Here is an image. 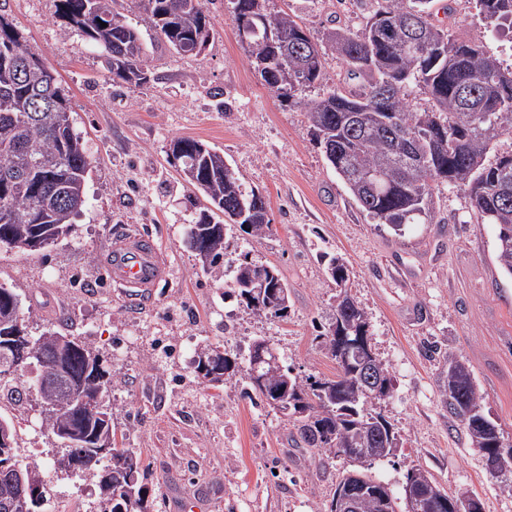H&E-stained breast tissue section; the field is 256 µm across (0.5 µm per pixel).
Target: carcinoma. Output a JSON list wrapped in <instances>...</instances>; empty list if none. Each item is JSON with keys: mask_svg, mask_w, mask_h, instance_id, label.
<instances>
[{"mask_svg": "<svg viewBox=\"0 0 512 512\" xmlns=\"http://www.w3.org/2000/svg\"><path fill=\"white\" fill-rule=\"evenodd\" d=\"M434 0H376L372 19L358 34L338 27L332 40L324 42L288 16L261 14L253 20L275 30L272 43L252 41L251 54L270 61L259 70L269 89L302 107L308 114L328 165L343 180L362 210L389 225L400 236L409 224L430 218L433 190L443 184L466 191L476 220L495 227L496 256L501 270L512 276V199L500 193L502 184L512 185V153L492 163L486 156L504 136L512 138V69L503 67L497 55L475 43L437 28V47L419 54L412 40L434 26ZM485 19L512 27V0H476ZM58 17L111 56L112 83L140 85L147 81L148 65L137 28L112 10V0H59ZM146 26L179 54H192L207 43L211 21L203 0H144ZM107 27H102L101 23ZM337 54L346 65L343 85L327 96L304 102L296 99L299 88L323 76L325 55ZM298 67L294 86L279 83L281 58ZM49 65L32 53L23 33L0 14V208L13 218L0 222V244L19 252L39 238L69 233L85 202V185L91 158L83 138L75 133L68 100L57 83L46 80ZM425 91L432 102L423 112L411 109L408 92ZM361 117L350 125L352 115ZM172 155L179 156L185 178L204 197L189 238L205 249L209 269L220 274L224 237L235 224L248 225L262 235L271 230L264 219L269 205L262 194L246 189L234 176L224 174V154L195 139L178 138ZM326 271L339 288L335 306L336 328L359 333L361 344L349 354L350 363L368 357L371 335L363 331L366 313L348 294L350 277L334 255L323 253ZM248 273L242 261L232 272L230 288L246 307L247 290L239 287ZM12 289L0 284V333ZM253 308V307H251ZM259 314L281 318L287 305L272 309L253 308ZM336 362V376L302 381L290 366L269 360L274 354L256 341L248 347L243 395L252 402H269L272 391L285 389L280 409L289 410L298 423L303 441L312 448L338 454L344 448H365L369 464L381 461L398 447L391 424L374 411V390L363 384L342 363L339 340L332 331L319 335ZM33 340L42 350L28 358L37 371L58 366L57 333L43 331ZM74 349L67 361L69 382L87 389L106 391L111 374L99 364L100 354L90 343L70 337ZM207 366L233 376L237 358L209 350ZM442 397L448 415L463 423L461 413L482 409L474 374L463 361L450 357L442 378ZM42 425L53 434L58 428L77 430L88 444L97 432L112 428V412L101 419L69 416L59 419L41 410ZM8 431L10 446H0V469L16 463L13 421L0 416V431ZM471 447L483 453L498 438V427L486 423L465 427ZM88 470L103 476L112 472L115 505L124 512H146L145 467L119 469L112 459H98ZM363 493L358 512L393 509L398 494L376 476L361 468Z\"/></svg>", "mask_w": 512, "mask_h": 512, "instance_id": "cac0c4a2", "label": "carcinoma"}]
</instances>
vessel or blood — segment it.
<instances>
[{"label":"vessel or blood","instance_id":"b4317fda","mask_svg":"<svg viewBox=\"0 0 512 512\" xmlns=\"http://www.w3.org/2000/svg\"><path fill=\"white\" fill-rule=\"evenodd\" d=\"M107 270L112 284L134 301L153 299L159 285L169 279V268L157 245L138 235L115 243Z\"/></svg>","mask_w":512,"mask_h":512}]
</instances>
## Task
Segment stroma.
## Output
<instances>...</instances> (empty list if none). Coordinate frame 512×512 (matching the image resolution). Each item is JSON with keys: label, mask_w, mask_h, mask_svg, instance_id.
<instances>
[{"label": "stroma", "mask_w": 512, "mask_h": 512, "mask_svg": "<svg viewBox=\"0 0 512 512\" xmlns=\"http://www.w3.org/2000/svg\"><path fill=\"white\" fill-rule=\"evenodd\" d=\"M204 6L210 38L184 55L144 27L140 0H115L114 11L140 28L149 67L146 84L116 86L102 50L64 26L57 0H6L30 50L51 66L92 169L69 236L29 254L0 245V283L18 294L33 333L82 336L101 355L112 375L104 400L117 445L149 468L148 512H171L181 499L194 512H328L354 463L307 447L293 419L245 399L242 375L214 387L196 377L192 360L204 345L233 356L261 337L298 377H334L319 334L333 321L336 286L320 256L341 255L393 380L376 410L399 446L373 473L398 488L421 468L451 496H478L484 512H512V476H490L439 388L445 355L464 361L485 415L512 443V276L497 263L494 226L477 223L468 194L448 186L436 191L429 223L399 236L363 211L299 106L339 85L341 60L327 56L322 80L289 103L264 85L238 35L233 0ZM264 8L319 36L361 30L374 2L265 0ZM454 8L450 34L487 44L511 68L512 32L494 30L470 0ZM186 136L220 149L244 186L269 202L270 232L237 226L225 236L219 278L203 274L186 244L195 190L169 157L172 141ZM130 231L152 238L171 269L147 305L126 300L106 274L114 240ZM246 255L278 270L286 316L253 314L232 293L230 273ZM0 413L13 419L18 462L41 477L38 512L60 504L101 512L97 477L58 467L60 444L44 429L35 394L19 408L0 400Z\"/></svg>", "instance_id": "obj_1"}]
</instances>
